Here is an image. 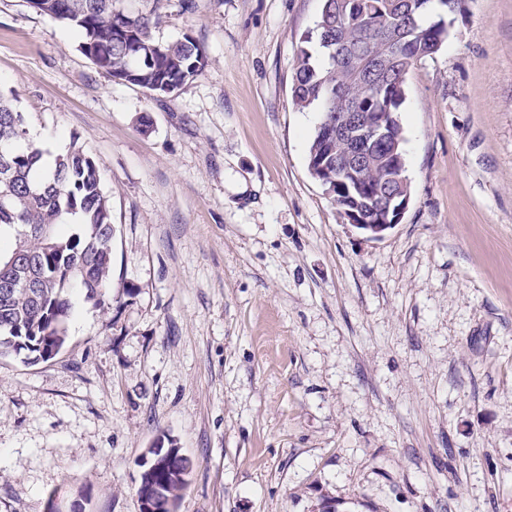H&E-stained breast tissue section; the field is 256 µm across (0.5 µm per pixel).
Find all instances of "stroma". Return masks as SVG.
<instances>
[{
	"label": "stroma",
	"instance_id": "stroma-1",
	"mask_svg": "<svg viewBox=\"0 0 512 512\" xmlns=\"http://www.w3.org/2000/svg\"><path fill=\"white\" fill-rule=\"evenodd\" d=\"M192 36L178 93L112 81L70 28L0 0V95L48 157L81 146L112 205L111 308L0 358V512H138L159 435L180 512H512V0H464L413 68L409 207L382 238L307 170L292 103L322 0H113ZM144 458L148 462L142 463ZM138 466L140 474L135 494L140 512L145 501L157 502L145 506L143 512H177L190 481L192 463L176 447L174 440L165 435L157 438L152 447L147 448ZM162 498L171 500L176 508L170 501H158Z\"/></svg>",
	"mask_w": 512,
	"mask_h": 512
}]
</instances>
